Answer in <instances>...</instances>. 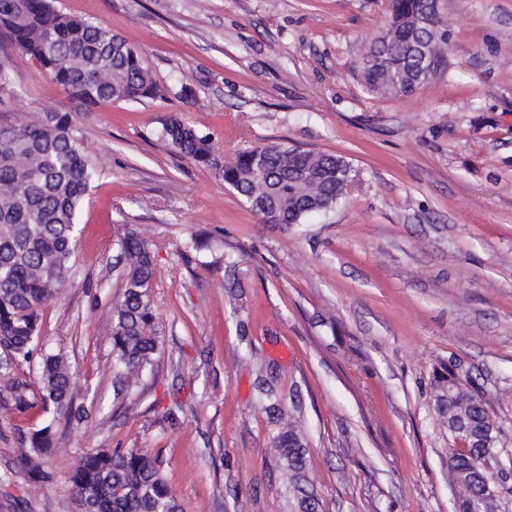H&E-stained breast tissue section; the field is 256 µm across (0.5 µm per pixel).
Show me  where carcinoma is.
<instances>
[{"label": "carcinoma", "instance_id": "cac0c4a2", "mask_svg": "<svg viewBox=\"0 0 512 512\" xmlns=\"http://www.w3.org/2000/svg\"><path fill=\"white\" fill-rule=\"evenodd\" d=\"M16 53L34 60L83 112L120 101L160 97L145 60L120 36L91 18L64 13L52 0H0V36ZM448 29L434 0H391L386 31L368 47L361 69L366 85L406 95L424 85L419 73L447 66ZM161 139L178 154L215 169L265 224H299L311 213L333 208L353 183L350 164L341 156L263 144L236 153L223 165L211 139L176 116L162 122ZM98 175L71 113L52 112L37 119L0 124V340L11 348L12 365L31 362L38 350L41 312L66 285L75 264L78 220ZM123 263L121 299L112 307V367L128 391L152 371L158 350L151 335L150 299L155 276L151 243L129 231L119 241ZM39 388L12 385L15 409L51 407L56 417H80L74 407L66 358L42 356ZM459 382L455 366L436 380L435 404L466 433L454 437L450 469L468 494L459 512H493L496 502L483 498L484 485L503 480L494 449L487 447L490 422L474 394L448 391ZM55 448L53 424L25 433L15 471L35 482L52 474L42 456ZM289 480L299 494L301 512H316L314 494L299 481L304 448L289 428L279 436ZM69 481L86 512H181L160 473L157 458L138 449H93L71 471Z\"/></svg>", "mask_w": 512, "mask_h": 512}]
</instances>
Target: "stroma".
Returning <instances> with one entry per match:
<instances>
[{"label":"stroma","mask_w":512,"mask_h":512,"mask_svg":"<svg viewBox=\"0 0 512 512\" xmlns=\"http://www.w3.org/2000/svg\"><path fill=\"white\" fill-rule=\"evenodd\" d=\"M119 34L163 95L78 110L14 55L0 122L69 112L100 175L79 218L69 284L42 312L82 420L59 425L49 484L15 474L18 413L0 376V512H77L69 473L92 448L163 460L183 512H298L272 389L305 444L320 512H458L455 442L434 403L455 364L512 458V0H443L448 67L406 96L359 63L389 0H56ZM177 115L221 163L262 143L343 156L355 184L330 211L264 224L214 172L161 141ZM152 244L153 372L114 399V263L126 231ZM210 250L181 253L192 233ZM227 255L231 268H214Z\"/></svg>","instance_id":"stroma-1"}]
</instances>
